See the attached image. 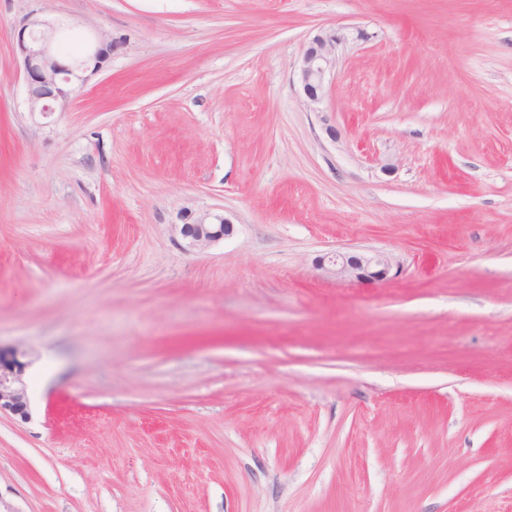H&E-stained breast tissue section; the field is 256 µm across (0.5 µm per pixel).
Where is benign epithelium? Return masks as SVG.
Listing matches in <instances>:
<instances>
[{
  "label": "benign epithelium",
  "mask_w": 512,
  "mask_h": 512,
  "mask_svg": "<svg viewBox=\"0 0 512 512\" xmlns=\"http://www.w3.org/2000/svg\"><path fill=\"white\" fill-rule=\"evenodd\" d=\"M55 27L40 18H31L16 35L28 87V111L47 113L65 108L76 92L99 73L115 42L98 31L77 57L62 60L53 47ZM345 39L341 32L330 29L316 35L303 50L298 81L305 100L316 105L326 95L327 77L336 68V48ZM180 233L190 249H206L229 235L231 221L209 211L182 214ZM327 273L338 280L379 282L387 278L391 261L382 254L327 256ZM24 364L0 360V413L9 412L29 419L28 386L23 378Z\"/></svg>",
  "instance_id": "benign-epithelium-1"
}]
</instances>
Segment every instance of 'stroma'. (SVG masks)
<instances>
[{
    "instance_id": "1",
    "label": "stroma",
    "mask_w": 512,
    "mask_h": 512,
    "mask_svg": "<svg viewBox=\"0 0 512 512\" xmlns=\"http://www.w3.org/2000/svg\"><path fill=\"white\" fill-rule=\"evenodd\" d=\"M32 16L117 44L45 117ZM187 209L231 235L188 250ZM17 350L0 512H512V0H0ZM345 39L336 29L316 35L303 50L298 81L305 100L319 104L326 95L327 77L336 68V48ZM327 273L338 280L356 282H379L387 278L391 261L382 254L362 253L350 255L333 253L327 256ZM23 372V363L15 360L4 362L0 357V413L9 412L28 420V386Z\"/></svg>"
}]
</instances>
